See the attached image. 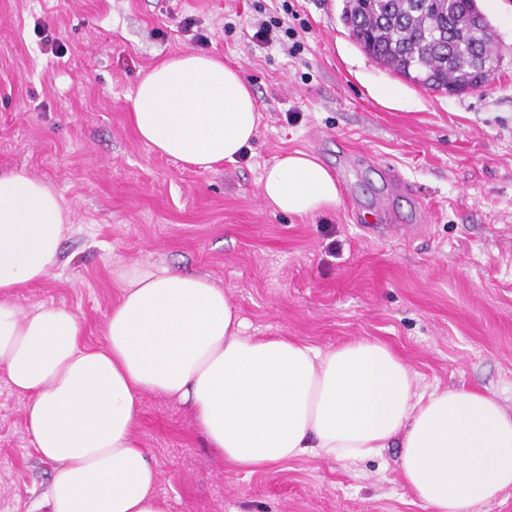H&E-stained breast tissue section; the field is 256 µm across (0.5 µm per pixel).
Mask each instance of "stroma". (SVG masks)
Returning a JSON list of instances; mask_svg holds the SVG:
<instances>
[{
  "instance_id": "obj_1",
  "label": "stroma",
  "mask_w": 512,
  "mask_h": 512,
  "mask_svg": "<svg viewBox=\"0 0 512 512\" xmlns=\"http://www.w3.org/2000/svg\"><path fill=\"white\" fill-rule=\"evenodd\" d=\"M343 0H0V172L55 185L73 211L62 260L23 290L28 309H72L90 342L119 290L114 268L161 263L222 287L247 332L327 350L391 348L418 391L475 387L512 413V28L489 22L499 64L463 95L432 92L373 62L341 21ZM279 18L273 45L254 23ZM194 51L240 64L261 122L236 161L202 170L153 151L130 117L141 78ZM391 84L399 101L375 92ZM344 166L371 208L380 171L425 211L413 239L367 234L347 201L310 216L259 193L283 153ZM26 401L0 373V512H47L53 466L26 427ZM170 512H427L398 451L355 462L225 465L189 409L143 396L134 424Z\"/></svg>"
}]
</instances>
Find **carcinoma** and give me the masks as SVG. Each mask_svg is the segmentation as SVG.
Returning <instances> with one entry per match:
<instances>
[{
    "label": "carcinoma",
    "mask_w": 512,
    "mask_h": 512,
    "mask_svg": "<svg viewBox=\"0 0 512 512\" xmlns=\"http://www.w3.org/2000/svg\"><path fill=\"white\" fill-rule=\"evenodd\" d=\"M477 0H344L341 20L351 38L377 64L422 87L462 94L485 86L484 76L466 70L484 53L497 60L490 24L473 28Z\"/></svg>",
    "instance_id": "carcinoma-1"
}]
</instances>
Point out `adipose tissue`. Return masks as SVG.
I'll list each match as a JSON object with an SVG mask.
<instances>
[{"label":"adipose tissue","mask_w":512,"mask_h":512,"mask_svg":"<svg viewBox=\"0 0 512 512\" xmlns=\"http://www.w3.org/2000/svg\"><path fill=\"white\" fill-rule=\"evenodd\" d=\"M241 67L185 52L139 83L131 119L161 154L209 170L235 161L258 134ZM273 211L313 215L339 188L315 156L278 158L260 185ZM73 213L53 185L0 172V371L27 400V429L54 469L49 512H169L158 473L137 448L144 395L189 404L226 464L246 471L301 457L358 461L398 446L400 472L429 512H470L512 488V414L473 388L417 392L406 365L368 339L323 351L247 333L206 276L133 263L113 269L120 290L99 345L79 316L22 290L57 268Z\"/></svg>","instance_id":"ef3b65f1"}]
</instances>
